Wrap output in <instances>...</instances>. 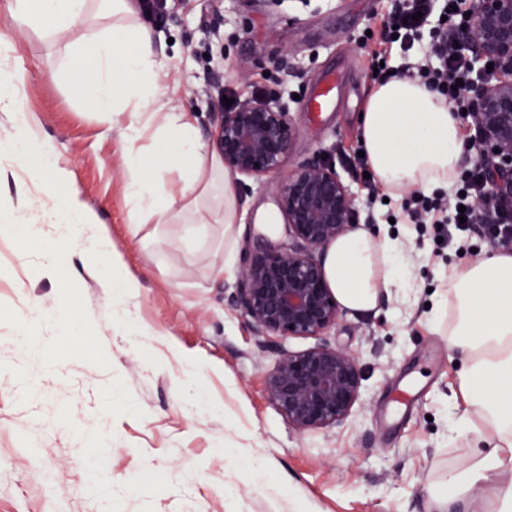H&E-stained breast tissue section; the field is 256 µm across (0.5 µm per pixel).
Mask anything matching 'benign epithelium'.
I'll list each match as a JSON object with an SVG mask.
<instances>
[{"mask_svg":"<svg viewBox=\"0 0 512 512\" xmlns=\"http://www.w3.org/2000/svg\"><path fill=\"white\" fill-rule=\"evenodd\" d=\"M457 48L482 64L464 89L466 120L476 130L472 165L484 170L478 213L497 209L512 221V0H471ZM493 70H487V64ZM294 131L287 109L244 98L218 113L210 145L235 177L285 174L278 208L288 245L266 238L248 247L227 304L240 311L262 349L279 351L266 378L267 398L298 431L336 426L360 403L362 372L347 352L324 336L343 310L326 278L322 257L356 223L358 201L334 164L316 155L287 168ZM314 343L299 352L278 341Z\"/></svg>","mask_w":512,"mask_h":512,"instance_id":"benign-epithelium-1","label":"benign epithelium"}]
</instances>
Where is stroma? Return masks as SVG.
<instances>
[{
	"label": "stroma",
	"instance_id": "obj_1",
	"mask_svg": "<svg viewBox=\"0 0 512 512\" xmlns=\"http://www.w3.org/2000/svg\"><path fill=\"white\" fill-rule=\"evenodd\" d=\"M0 33L16 44L24 94L60 166L97 222L70 244L58 276L42 244L0 235V512H428L430 494L470 440L448 438L457 371L447 321L434 313L448 272L487 246L433 248L417 224H390L402 198L370 201L346 164L360 151V114L374 85L361 47L395 0H330L314 13H270L264 0H181L145 16L163 61L154 80L166 111L198 131L224 97L276 99L296 135L289 164L327 156L357 196L359 223L392 227L414 278L378 312H345L326 336L362 371V400L344 423L301 432L269 401L274 350H263L224 297L236 279L211 272L221 228L185 247L178 224L133 229L125 122L88 111L68 50L86 30L58 35L11 17ZM335 72L341 104L321 117L304 101ZM279 176L239 192L241 243L285 238ZM106 234L135 289L125 312L87 269L91 241ZM419 377L422 392L396 430L384 413L396 388ZM263 461L266 472L254 469Z\"/></svg>",
	"mask_w": 512,
	"mask_h": 512
}]
</instances>
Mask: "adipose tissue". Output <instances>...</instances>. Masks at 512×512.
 <instances>
[{"label": "adipose tissue", "mask_w": 512, "mask_h": 512, "mask_svg": "<svg viewBox=\"0 0 512 512\" xmlns=\"http://www.w3.org/2000/svg\"><path fill=\"white\" fill-rule=\"evenodd\" d=\"M14 20L41 22L57 31L77 25L89 34L83 51L92 59L77 91L93 112L127 115L130 176L125 185L132 224H180L186 239L200 226L224 227V260L217 275L232 274L240 214L235 179L218 153L200 142L183 112H161L160 91L150 79L157 64L149 27L133 19L128 0H112L111 13L93 12L91 0H14ZM133 43L134 52L114 49ZM22 73L14 42L0 34V123L16 136L0 143L28 176L36 193L49 200L45 215L80 237L96 218L59 166L50 140L40 136L24 104ZM174 148L164 156L140 151L143 129ZM461 120L438 94L402 74L376 84L360 122V144L377 182L394 194L450 187L464 163ZM49 169L51 181L41 171ZM99 264L93 275L117 306L131 284L109 239L98 236ZM326 277L341 305L354 312L377 310L391 290L409 287L411 272L398 240L378 238L354 227L324 257ZM448 352L459 364L458 387L469 411L452 416L450 435L466 434L482 451L464 456L431 499L430 512H455L460 497L477 495L484 512H512V254L493 251L456 267L448 277Z\"/></svg>", "instance_id": "obj_1"}]
</instances>
